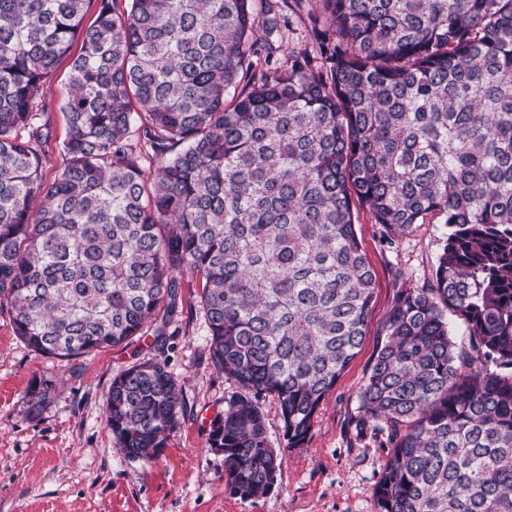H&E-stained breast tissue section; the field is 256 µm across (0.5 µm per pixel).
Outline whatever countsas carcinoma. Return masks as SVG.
Here are the masks:
<instances>
[{
	"instance_id": "carcinoma-1",
	"label": "carcinoma",
	"mask_w": 512,
	"mask_h": 512,
	"mask_svg": "<svg viewBox=\"0 0 512 512\" xmlns=\"http://www.w3.org/2000/svg\"><path fill=\"white\" fill-rule=\"evenodd\" d=\"M0 0V307L34 352L76 360L146 327L164 345L183 278L216 369L248 392L209 432L243 500L357 354L375 274L354 201L393 235L448 225L428 288H403L360 390L395 439L380 512H512V0H316L329 75L297 58L238 89L258 53L251 0ZM64 165L38 100L73 41ZM157 169L146 176L143 161ZM462 320L474 354L456 346ZM52 382L32 390L33 410ZM182 413L147 360L112 380L106 421L157 459Z\"/></svg>"
}]
</instances>
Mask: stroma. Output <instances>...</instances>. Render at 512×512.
<instances>
[{
  "mask_svg": "<svg viewBox=\"0 0 512 512\" xmlns=\"http://www.w3.org/2000/svg\"><path fill=\"white\" fill-rule=\"evenodd\" d=\"M251 6L256 21L275 13L281 22L273 32L259 31V43L272 44L274 52L256 58L250 78L292 55L325 70L318 44L327 24L315 0H251ZM80 52V42H73L39 103L52 134L42 162L49 181L62 166L59 148L68 130L62 105L70 91L71 62ZM354 221L376 276L365 340L321 403L302 447H288L278 399L259 398L268 439L284 451L270 494L240 499L231 489L223 452L209 446L212 421L242 389L210 359L195 282L187 278L183 305L160 353L147 330L129 345L75 361L48 358L17 338L8 311L0 310V512H380L375 487L392 443L386 432L364 422L359 391L385 341L384 321L398 291L431 283L448 228L417 224L409 234L394 236L362 204ZM149 359L165 362L176 377L183 412L159 459L131 461L118 450L105 410L113 378ZM36 378L53 380L55 389L34 413L29 387Z\"/></svg>",
  "mask_w": 512,
  "mask_h": 512,
  "instance_id": "35a3bbf8",
  "label": "stroma"
}]
</instances>
